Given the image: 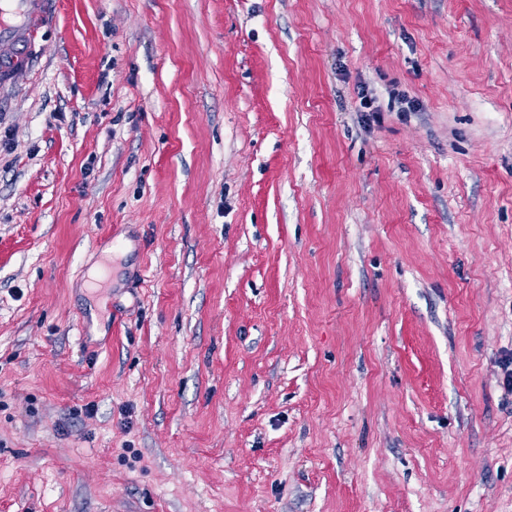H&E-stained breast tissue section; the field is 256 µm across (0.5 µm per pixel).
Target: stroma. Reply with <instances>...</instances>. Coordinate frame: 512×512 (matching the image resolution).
Wrapping results in <instances>:
<instances>
[{
    "label": "stroma",
    "instance_id": "1",
    "mask_svg": "<svg viewBox=\"0 0 512 512\" xmlns=\"http://www.w3.org/2000/svg\"><path fill=\"white\" fill-rule=\"evenodd\" d=\"M45 40L0 91V512H512V0Z\"/></svg>",
    "mask_w": 512,
    "mask_h": 512
}]
</instances>
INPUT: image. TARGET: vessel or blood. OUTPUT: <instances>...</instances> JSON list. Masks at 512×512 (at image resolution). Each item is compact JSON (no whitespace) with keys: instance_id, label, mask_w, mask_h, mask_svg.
<instances>
[{"instance_id":"vessel-or-blood-1","label":"vessel or blood","mask_w":512,"mask_h":512,"mask_svg":"<svg viewBox=\"0 0 512 512\" xmlns=\"http://www.w3.org/2000/svg\"><path fill=\"white\" fill-rule=\"evenodd\" d=\"M53 0H0V85L23 81L43 57Z\"/></svg>"}]
</instances>
